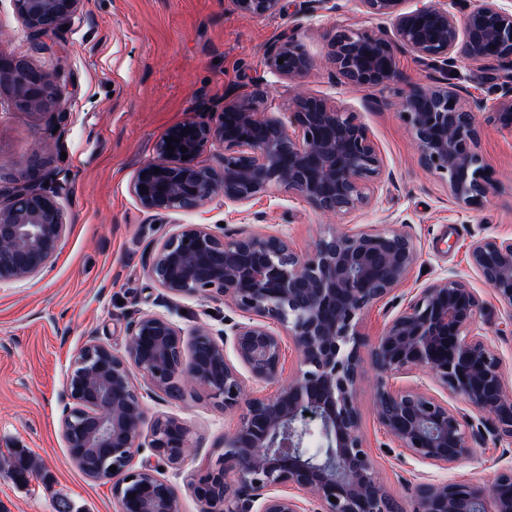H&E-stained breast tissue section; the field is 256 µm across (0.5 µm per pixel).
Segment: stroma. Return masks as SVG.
<instances>
[{
  "label": "stroma",
  "instance_id": "obj_1",
  "mask_svg": "<svg viewBox=\"0 0 512 512\" xmlns=\"http://www.w3.org/2000/svg\"><path fill=\"white\" fill-rule=\"evenodd\" d=\"M306 0H284L282 13L239 15L231 0H84L78 14L46 48L34 46L13 0H0V37L10 52L49 75L69 76V113L49 131L47 112L20 110L0 95V175L19 176L26 165L53 172L67 224L52 265L40 276L0 285V454L22 448L40 465L26 482L0 472V512H116L112 485L88 478L70 461L60 430L62 394L73 356L97 341L123 351L131 321L167 304L172 319L192 332L220 330L247 315L220 299H164L148 275L151 255L180 224H208L226 235L284 236L305 254L335 228L407 232L419 261L406 280L362 317L359 330L374 341L419 289L438 278L458 277L478 296L477 328L489 336L512 389V308L502 304L469 261L472 241L512 238V131L487 122L479 152L493 177L482 206L458 204L439 176L425 171L399 115V92L423 89L439 78L408 51L398 54L400 82L379 93L338 82L326 58L336 27L378 31L387 20L368 15L359 0H326L307 16ZM292 36L313 60L291 81L265 65L269 45ZM268 94L270 112L289 111L297 93L351 108L380 153L385 184L373 207L339 219L314 210L284 189L245 206L217 200L197 210L156 218L129 191L137 168L150 160L156 140L201 103ZM376 374L366 370L356 400L362 432L376 472L403 508L425 478L455 479L485 488L494 472L512 465V442L488 426L476 429L474 457L448 470L412 459L376 419ZM149 415H168L188 428L192 453L160 476L178 491L181 512H201L192 484L219 454L236 421L206 390L181 399L145 392Z\"/></svg>",
  "mask_w": 512,
  "mask_h": 512
}]
</instances>
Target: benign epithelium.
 Returning <instances> with one entry per match:
<instances>
[{"mask_svg": "<svg viewBox=\"0 0 512 512\" xmlns=\"http://www.w3.org/2000/svg\"><path fill=\"white\" fill-rule=\"evenodd\" d=\"M359 2L368 14L391 21L393 33L336 28L327 60L342 82L393 88L400 81L401 48L435 71L453 67L463 55L499 72L496 98L485 114L480 103L467 102L463 86L444 82L403 94L399 105L421 165L445 181L454 200L480 205L492 186L479 153L480 116L512 129V7L505 0H444L407 10L401 8L404 0ZM13 3L36 44L44 46L78 13L82 0ZM232 3L251 18L283 8V0ZM266 66L292 80L304 77L313 63L293 37L282 36L267 49ZM66 82L0 42V89L27 108L53 112L64 122ZM266 99L260 91L231 95L221 108L194 111L169 127L130 182L139 206L165 217L216 198L246 205L284 188L328 215L369 207L382 187L384 165L356 114L299 94L284 119L266 111ZM169 137L177 138L172 152ZM215 147L222 149L217 164L203 163L202 155ZM47 181L29 170L0 187V284L39 276L61 247L66 224L60 192ZM418 258L413 239L399 229L333 231L301 255L273 234L233 237L207 224L177 225L152 255L149 276L168 297H222L251 315L222 333L236 361L212 329L187 335L158 311L130 324L120 353L87 343L67 374L60 420L71 462L93 480L112 482L117 512H180L177 491L154 467L130 469L144 446L172 467L181 466L191 448L189 431L177 418H149L132 380L136 373L151 391L181 396L202 388L224 409L241 410L219 444L222 452L194 483L203 512H512V466L498 470L488 492L425 479L415 486L411 508L404 509L379 479L363 444L355 393L365 339L358 326ZM469 259L497 299L512 307V239H476ZM479 312L465 281L440 278L410 299L371 346L380 426L410 457L443 470L475 454L473 424L450 397L474 409L498 438L512 440V391L505 387L501 359L476 331ZM285 335L299 356L295 375L272 395H246L240 369L259 383L281 377ZM416 370L425 371L442 394L424 385H389L390 376Z\"/></svg>", "mask_w": 512, "mask_h": 512, "instance_id": "7a95c632", "label": "benign epithelium"}]
</instances>
